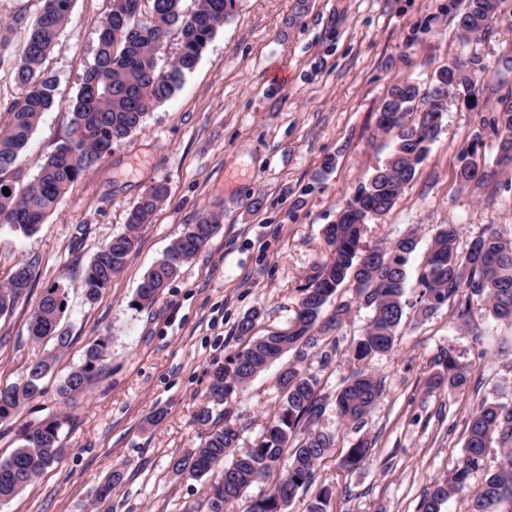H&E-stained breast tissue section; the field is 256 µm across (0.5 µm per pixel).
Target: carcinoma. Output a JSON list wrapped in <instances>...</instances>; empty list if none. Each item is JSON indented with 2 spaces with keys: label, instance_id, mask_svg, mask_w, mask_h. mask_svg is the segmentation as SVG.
<instances>
[{
  "label": "carcinoma",
  "instance_id": "carcinoma-1",
  "mask_svg": "<svg viewBox=\"0 0 512 512\" xmlns=\"http://www.w3.org/2000/svg\"><path fill=\"white\" fill-rule=\"evenodd\" d=\"M112 0L101 25L96 61L85 72L82 90L72 111L68 138L39 167L33 180L16 187L9 172L42 113L54 104V79L43 71L68 17L72 0H43V7L30 27L24 50L12 67L14 82L24 89L12 107L10 128L0 132V224L29 234L55 209L73 182L96 165L112 143L141 126L150 107L170 98L185 75L197 65L201 53L218 27L233 17L238 0H196L194 11L185 14L182 0ZM499 0H467L459 16L460 37L484 30L498 18ZM178 31V46L167 68L158 67L157 56L172 28ZM461 78L448 88L437 78L420 89L409 79H399L389 88L378 115V126L392 135L393 149L368 182L339 210L336 223L326 227L330 253L299 289L298 310L288 330L255 335L258 311L241 318L237 325L243 345L224 359L211 376L210 397L216 404L229 402L260 373L285 354L293 361L276 378L282 403L266 418L253 445L239 450L241 431L230 411L222 423L210 420L204 409L198 421L207 427L201 444L170 462L172 474L193 479L206 488L195 512H231L234 503L248 501L246 512H286L298 496L310 491L321 462L334 446L332 435L317 423L326 410L327 398L320 381L301 363L314 354L327 364L336 351L334 333L349 315L352 303L339 301L329 317L324 307L339 288L352 282L357 299L372 311L363 335L351 356L358 363L335 398L340 417L358 422L368 413L381 392V382L366 371L373 356L393 349L405 313L407 265L417 246L409 233L391 243L360 250L361 227L368 218H378L392 209L401 190L410 183L439 136L448 111V96L465 100L480 92L486 67L478 59L458 66ZM498 165L512 167V108L494 119ZM477 144L459 155V178L465 183L481 180L475 158ZM10 190L6 195L3 189ZM168 195L164 183L149 187L131 206L125 231L103 245L88 264L82 288L86 302H97L112 278L125 266L138 244V230L151 223ZM218 222L209 214L185 226L181 236L143 276L131 305L144 307L156 301L183 264L193 259L215 235ZM458 230L442 225L432 237L418 282L420 312L425 314L445 303L466 317L477 303L502 321L512 322V228L491 224L474 238L466 251L456 246ZM33 265L18 266L7 286L0 288V314L11 311L31 288ZM64 295L47 291L32 309L29 339L38 344L53 340V349L33 359L21 383L0 392V423L17 416L25 401L40 391L41 381L54 374L58 353L71 344L69 331L61 326ZM105 343L95 341L82 363L60 381L57 392L67 398L86 391L105 370ZM468 370L453 355L442 362L438 384L454 392L466 388ZM63 421H44L22 435L23 443L0 457V502L7 501L31 484L63 456L59 432ZM497 441L505 463L488 474L471 498L470 512H496L506 502L512 506V407L482 401L467 423L464 456L448 478L434 482L425 491L422 512H441L442 505L467 487L470 475L480 469L487 448ZM368 442L360 440L338 458L337 467L353 471L369 456ZM288 460L286 470L282 461ZM125 479L122 468L112 470L96 499L110 496ZM267 481L269 487L258 499L248 498L250 487ZM332 490L319 487L306 504V512H328Z\"/></svg>",
  "mask_w": 512,
  "mask_h": 512
}]
</instances>
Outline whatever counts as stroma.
I'll list each match as a JSON object with an SVG mask.
<instances>
[{
    "label": "stroma",
    "mask_w": 512,
    "mask_h": 512,
    "mask_svg": "<svg viewBox=\"0 0 512 512\" xmlns=\"http://www.w3.org/2000/svg\"><path fill=\"white\" fill-rule=\"evenodd\" d=\"M41 6L0 0V129L22 96L11 67ZM110 7V0H73L43 65L55 80V102L19 154L16 185L32 180L66 139ZM462 8L463 0H239L181 87L74 182L35 233L0 226V285L16 266L36 265L29 295L0 315V387L20 382L36 355L52 348L33 344L27 332L48 289L64 292L62 322L72 336L55 377L17 418L0 423L5 456L26 424L63 419L62 460L0 503V512H192L202 483L174 480L168 466L204 438L196 417L210 405L213 370L240 345L239 320L258 311L260 335L293 321L300 288L329 251L325 226L392 151L391 135L376 123L389 86L402 78L428 86L449 61L475 56L487 67L482 93L449 98L444 127L415 178L362 232L365 249L417 233L398 339L368 365L382 391L361 422L343 421L330 406L318 423L335 439L318 476L333 490L328 512H420L426 489L461 459L476 405H512V324L480 306L464 321L447 304L424 315L416 306L419 269L441 225H457L462 251L488 225H512V170L496 165L493 131L494 118L512 107V0H501L498 20L468 40L456 30ZM18 16L24 24H15ZM472 144L487 175L481 185L457 177L459 153ZM157 182L167 184V200L141 227L124 269L95 304L85 303L86 265L124 231L129 208ZM207 213L220 219L208 245L155 303L132 306L146 271ZM338 295L353 302L336 333L338 354L304 363L330 397L354 370L348 350L370 316L352 287ZM97 340L106 344L105 374L83 393L58 397L59 377ZM448 353L469 371L464 391L431 384ZM280 369L271 365L228 406L242 447L281 402ZM361 439L372 444L370 458L356 472L339 470L341 451ZM117 466L124 483L97 501L96 489Z\"/></svg>",
    "instance_id": "stroma-1"
}]
</instances>
